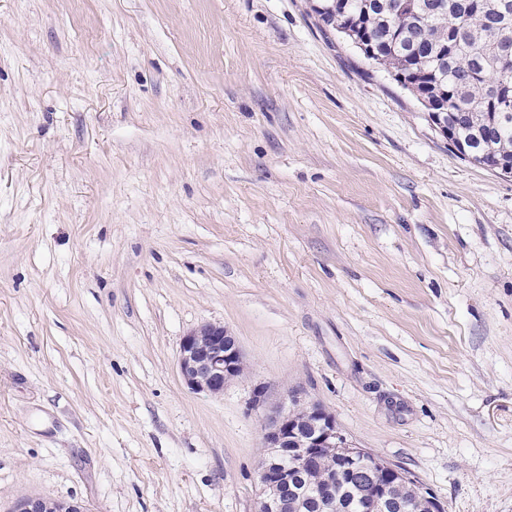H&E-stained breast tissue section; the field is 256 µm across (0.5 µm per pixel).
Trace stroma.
I'll return each instance as SVG.
<instances>
[{"instance_id":"1","label":"stroma","mask_w":512,"mask_h":512,"mask_svg":"<svg viewBox=\"0 0 512 512\" xmlns=\"http://www.w3.org/2000/svg\"><path fill=\"white\" fill-rule=\"evenodd\" d=\"M312 6L0 0V512H257L261 385L512 512V176ZM242 367L239 344L224 326L207 324L181 342L178 368L184 385L194 392L221 395L227 378Z\"/></svg>"}]
</instances>
